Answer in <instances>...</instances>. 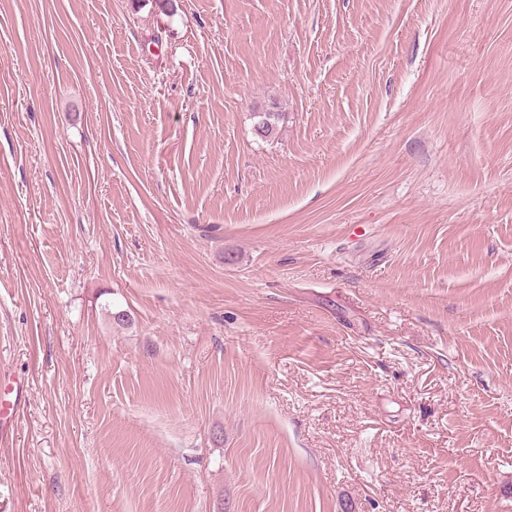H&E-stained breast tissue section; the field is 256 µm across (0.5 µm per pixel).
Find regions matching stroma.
<instances>
[{"label": "stroma", "mask_w": 512, "mask_h": 512, "mask_svg": "<svg viewBox=\"0 0 512 512\" xmlns=\"http://www.w3.org/2000/svg\"><path fill=\"white\" fill-rule=\"evenodd\" d=\"M0 371V512H512V0H0ZM255 131L260 138H270L275 134L281 113L278 112L276 103H271L263 108L261 112H255Z\"/></svg>", "instance_id": "obj_1"}]
</instances>
